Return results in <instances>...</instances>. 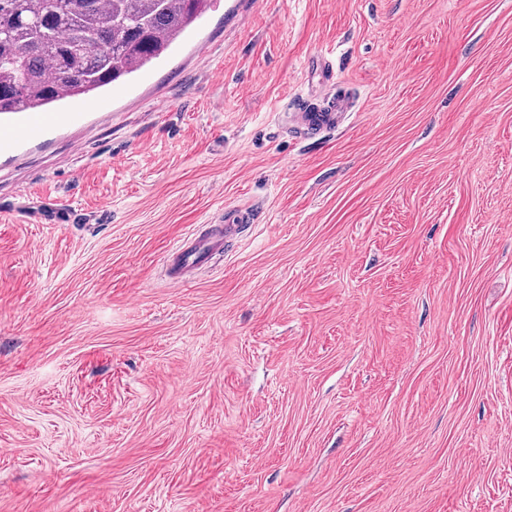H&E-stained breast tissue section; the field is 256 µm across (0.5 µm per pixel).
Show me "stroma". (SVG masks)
Here are the masks:
<instances>
[{"label": "stroma", "instance_id": "1", "mask_svg": "<svg viewBox=\"0 0 512 512\" xmlns=\"http://www.w3.org/2000/svg\"><path fill=\"white\" fill-rule=\"evenodd\" d=\"M224 4L0 161V512H512V0ZM347 108L342 99L336 100L332 106L318 112L307 111L305 106L300 105L294 112V123L299 131L306 134H320L336 127ZM258 209H229L224 224H205V228L181 240L167 257L169 279L173 284H184L188 273L203 266L214 254H223L246 225L256 224Z\"/></svg>", "mask_w": 512, "mask_h": 512}]
</instances>
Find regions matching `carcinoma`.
Masks as SVG:
<instances>
[{"mask_svg": "<svg viewBox=\"0 0 512 512\" xmlns=\"http://www.w3.org/2000/svg\"><path fill=\"white\" fill-rule=\"evenodd\" d=\"M210 0H0V113L44 110L160 57Z\"/></svg>", "mask_w": 512, "mask_h": 512, "instance_id": "obj_1", "label": "carcinoma"}]
</instances>
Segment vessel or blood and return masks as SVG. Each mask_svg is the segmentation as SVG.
<instances>
[{"instance_id": "obj_1", "label": "vessel or blood", "mask_w": 512, "mask_h": 512, "mask_svg": "<svg viewBox=\"0 0 512 512\" xmlns=\"http://www.w3.org/2000/svg\"><path fill=\"white\" fill-rule=\"evenodd\" d=\"M346 110L340 99L318 112L301 106L294 114V123L300 131L319 134L334 128ZM85 118L82 112L2 113L0 158L13 154L22 146L42 142L58 129L81 124ZM260 216L256 209H230L226 211L223 223L206 225L201 232L181 240L167 257L171 283H185L188 273L203 266L213 255L224 253L246 225L258 223Z\"/></svg>"}]
</instances>
